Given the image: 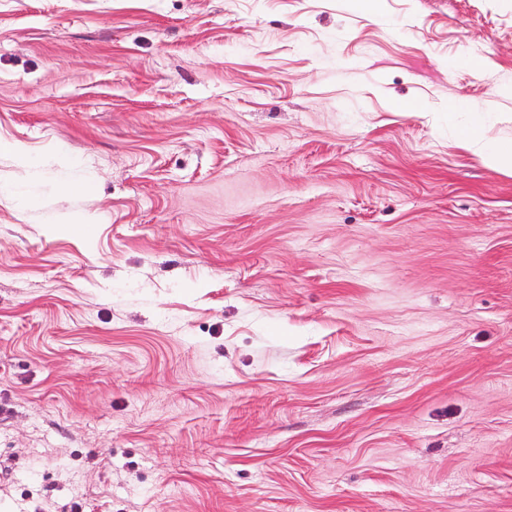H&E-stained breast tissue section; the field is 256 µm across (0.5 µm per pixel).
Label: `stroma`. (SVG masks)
Masks as SVG:
<instances>
[{
	"instance_id": "obj_1",
	"label": "stroma",
	"mask_w": 512,
	"mask_h": 512,
	"mask_svg": "<svg viewBox=\"0 0 512 512\" xmlns=\"http://www.w3.org/2000/svg\"><path fill=\"white\" fill-rule=\"evenodd\" d=\"M452 111L512 138V0H0V512H512Z\"/></svg>"
}]
</instances>
